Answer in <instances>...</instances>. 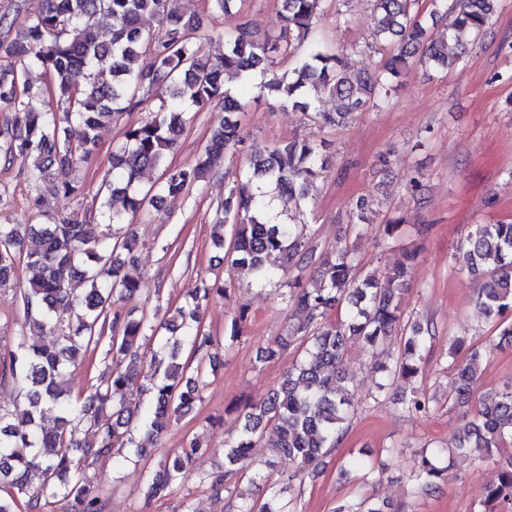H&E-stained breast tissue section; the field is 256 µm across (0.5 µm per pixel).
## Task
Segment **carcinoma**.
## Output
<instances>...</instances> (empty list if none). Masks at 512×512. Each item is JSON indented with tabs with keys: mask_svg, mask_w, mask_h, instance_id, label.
<instances>
[{
	"mask_svg": "<svg viewBox=\"0 0 512 512\" xmlns=\"http://www.w3.org/2000/svg\"><path fill=\"white\" fill-rule=\"evenodd\" d=\"M174 0H41L20 39L0 47L9 58V73H0V108L15 113L0 124V152L6 160L26 164L29 182L42 184L65 199L81 193L76 172L95 153L100 125L150 100L158 109L124 129L112 152V167L100 191L96 216H72L37 226L0 224V284L10 281L22 261L31 273L19 299L26 320L62 331L51 345L26 334L13 338V348L0 357V373L18 385L27 408L22 415L0 408V512H45L47 499H72L75 512H101L99 489L89 471L108 462L120 465L134 444L127 394L150 395L151 405L140 414L147 436H158L171 418L193 410L205 386L201 363L212 358L215 343L200 313L212 294L231 298L232 288H215L199 281L188 290L170 317L155 323L146 312L118 307L139 295V283L123 272L137 239L126 233H98L101 219L122 224L162 196H181L198 187L220 155L244 145L241 112L245 107L226 78L247 84L263 77L267 96L301 112L311 113L323 126L339 127L355 114L389 102L391 92L413 67L442 70L466 53V42L479 40L496 14L498 0H431L429 16L419 0H371L379 50L385 53L372 73L351 69L353 46L334 48L318 34L331 4L328 0H281L282 24L276 36L260 38L247 21L224 32V56L213 62L202 44V18L181 13ZM112 20V36L98 32V18ZM448 19L439 31L436 19ZM158 31L151 32V22ZM293 58L283 69L282 60ZM50 78L48 86L33 78L35 71ZM83 76V84L74 81ZM52 94L55 103L45 100ZM336 98V112L317 111L316 99ZM223 104L224 117L211 127L196 163L175 167L167 154L192 121L186 108L207 109ZM326 141L316 136L281 140L249 155L248 170L227 171L224 201L217 206L214 245L226 248L231 264L250 274L259 285H280L287 271L314 266L310 287L299 278L288 281L281 300L291 310L288 329L262 354L269 362L291 344L303 346L300 362L279 386L241 416L236 440L227 448L224 466L199 480L214 490H229L254 465L260 441L295 465L285 477H315L324 458L340 445L354 414L352 377L343 361L348 341L362 340L385 354L378 364L382 394L389 382L407 381L420 371L429 330L413 323L400 337L401 295L410 287L409 273L418 251L398 248V256L381 273L363 271L352 249L338 246L318 251L305 234L308 224H288L281 215L289 207L301 211L307 186L326 171ZM160 172L145 189L144 170ZM351 218L362 226L374 223L376 211L361 198ZM40 240L41 249L23 252L25 235ZM470 272L481 279L477 303L497 320L498 344L512 347V222L477 224L462 241ZM278 255L282 263L270 262ZM249 308L239 305L231 319L228 340L243 335ZM160 344L149 351L151 343ZM112 358V368L76 395L56 386L68 364L90 350ZM454 353L467 350L453 379L458 399L470 397L481 373V353L465 341L452 342ZM55 415L54 427L41 421ZM512 444V385L481 396L475 420L455 439V449L483 462ZM198 446L191 444L158 463L148 478L147 494L162 497L185 478ZM451 464L436 456L415 461L411 479L419 493L433 492ZM242 500L239 512H294L292 502L274 505ZM352 502L336 512H388L384 502ZM512 508V460L487 488L484 512Z\"/></svg>",
	"mask_w": 512,
	"mask_h": 512,
	"instance_id": "obj_1",
	"label": "carcinoma"
}]
</instances>
